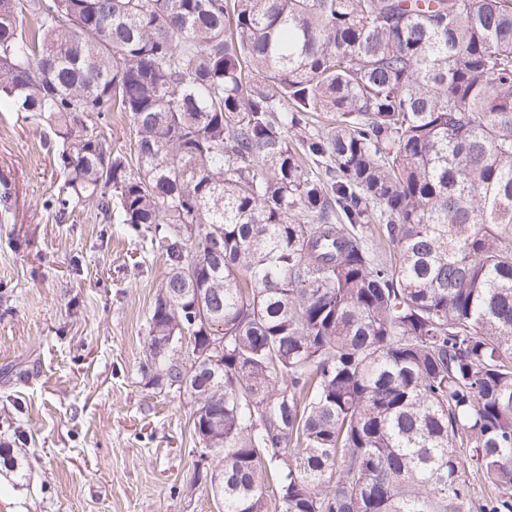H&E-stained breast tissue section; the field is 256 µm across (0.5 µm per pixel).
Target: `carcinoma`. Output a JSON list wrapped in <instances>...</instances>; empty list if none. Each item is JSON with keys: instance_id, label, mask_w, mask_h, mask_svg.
Here are the masks:
<instances>
[{"instance_id": "obj_1", "label": "carcinoma", "mask_w": 512, "mask_h": 512, "mask_svg": "<svg viewBox=\"0 0 512 512\" xmlns=\"http://www.w3.org/2000/svg\"><path fill=\"white\" fill-rule=\"evenodd\" d=\"M11 110L165 252L220 512H512V0H0ZM108 113L105 120H98L96 115L84 118V125L78 126L76 135L96 136L109 151L119 153L135 164L134 135L130 119L124 112Z\"/></svg>"}]
</instances>
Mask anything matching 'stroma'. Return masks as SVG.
<instances>
[{
    "mask_svg": "<svg viewBox=\"0 0 512 512\" xmlns=\"http://www.w3.org/2000/svg\"><path fill=\"white\" fill-rule=\"evenodd\" d=\"M79 133L135 157L125 113ZM59 149L33 113L0 112V512H217L194 403L141 372L166 255L95 204L50 208Z\"/></svg>",
    "mask_w": 512,
    "mask_h": 512,
    "instance_id": "1",
    "label": "stroma"
}]
</instances>
